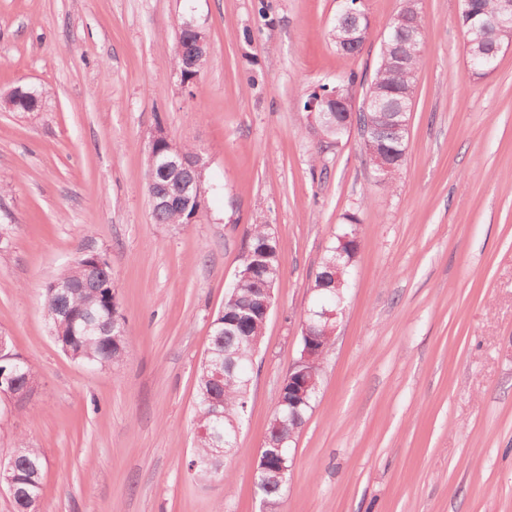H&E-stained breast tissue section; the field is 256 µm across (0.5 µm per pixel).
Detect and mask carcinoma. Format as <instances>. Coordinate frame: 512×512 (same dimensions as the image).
<instances>
[{"instance_id":"carcinoma-1","label":"carcinoma","mask_w":512,"mask_h":512,"mask_svg":"<svg viewBox=\"0 0 512 512\" xmlns=\"http://www.w3.org/2000/svg\"><path fill=\"white\" fill-rule=\"evenodd\" d=\"M477 16L463 25L465 40L474 42L480 49L479 62L469 65L470 77L483 78L480 61L499 57L501 47L508 42V32H501L488 24V19L499 14L503 0H476ZM412 26L389 23L382 42L378 64L370 81L367 95L372 97L367 110H361L355 121L346 120L341 111H331V105L322 107L323 119L315 132L322 147L339 145L352 129L361 135V146L371 142L400 157L408 149L409 133L399 126L398 111L407 105L414 90L416 73L421 56L412 52L414 43L424 45L426 21L420 10H415ZM370 22L358 14L343 11L336 13L330 36L336 50L344 55L359 53L369 35ZM202 174L191 167L181 169L176 176L156 174V181L147 185V192L170 191L175 195L194 185ZM181 205L166 206L152 211L157 224L189 223L190 218L203 209V200L192 192L180 198ZM338 241H333L324 255L321 266L311 282L315 297L313 309L324 304L333 306L341 302L345 290L334 285L336 265L345 264L337 258ZM247 253L242 259L257 266L253 279L237 291H229L224 306L213 318L210 326V354L202 358L196 388L197 427L204 433L197 436V445L189 466L204 480L219 478L228 483L231 474L225 470L215 455L217 437L232 420L243 419L249 402L248 368L252 365L254 344L264 337L265 323L258 317L259 299L263 288L282 273L281 252L278 238L268 224H254L247 233ZM61 288L44 291V307L53 332V338L64 354L70 358L101 368L123 361L128 354L127 337L112 334V314L107 308L111 291L115 290L111 276L94 277L90 274L84 257L77 256L60 275ZM230 359L233 369H224V377L214 376L215 361ZM318 393L311 392L306 402L293 411L288 405H277L269 422L268 435L274 443H282L280 456L285 464H293L292 437L296 436L312 411ZM43 453L38 448L20 449L17 459L18 494L14 497L17 512H35L42 490Z\"/></svg>"}]
</instances>
